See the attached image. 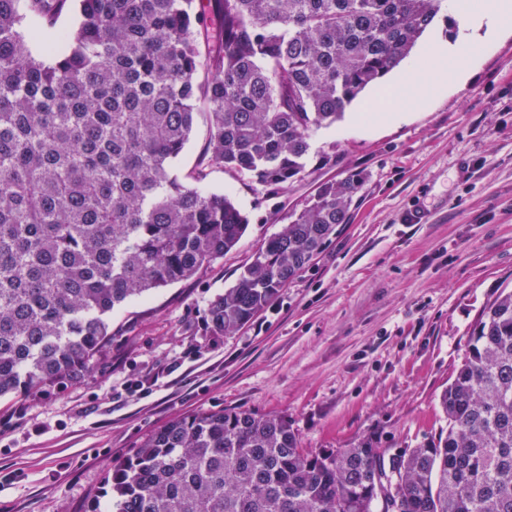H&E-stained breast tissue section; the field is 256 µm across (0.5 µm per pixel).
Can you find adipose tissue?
Here are the masks:
<instances>
[{
	"label": "adipose tissue",
	"instance_id": "1",
	"mask_svg": "<svg viewBox=\"0 0 512 512\" xmlns=\"http://www.w3.org/2000/svg\"><path fill=\"white\" fill-rule=\"evenodd\" d=\"M449 11L459 21L455 42L435 40L429 69L412 62L409 73L397 80L392 95L379 115L385 122L399 121L406 112L429 104L435 98L466 83L484 51L497 40L512 35V0H485L474 6L468 0H450Z\"/></svg>",
	"mask_w": 512,
	"mask_h": 512
}]
</instances>
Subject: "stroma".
I'll use <instances>...</instances> for the list:
<instances>
[{
  "instance_id": "1",
  "label": "stroma",
  "mask_w": 512,
  "mask_h": 512,
  "mask_svg": "<svg viewBox=\"0 0 512 512\" xmlns=\"http://www.w3.org/2000/svg\"><path fill=\"white\" fill-rule=\"evenodd\" d=\"M382 85L315 132L304 176L278 195L212 169L249 218L236 248L191 280L127 304L80 380L0 398V512H87L105 478L173 418L237 409L288 419L318 453L377 437L413 448L445 425L439 404L484 306L512 288V37L469 84L395 124L356 123ZM335 163H327V156ZM363 178L348 224L229 335L211 302L318 187Z\"/></svg>"
}]
</instances>
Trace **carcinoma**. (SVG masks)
I'll list each match as a JSON object with an SVG mask.
<instances>
[{"label": "carcinoma", "instance_id": "1", "mask_svg": "<svg viewBox=\"0 0 512 512\" xmlns=\"http://www.w3.org/2000/svg\"><path fill=\"white\" fill-rule=\"evenodd\" d=\"M0 0V397L80 379L112 313L193 279L248 219L211 169L280 191L312 133L397 67L442 0ZM35 23L50 60L20 31ZM195 185L173 173L195 115ZM363 178L322 184L214 299L217 334L271 306ZM446 427L409 451L367 436L299 448L288 420L176 417L107 477L113 512H512V290L486 305L440 397Z\"/></svg>", "mask_w": 512, "mask_h": 512}]
</instances>
